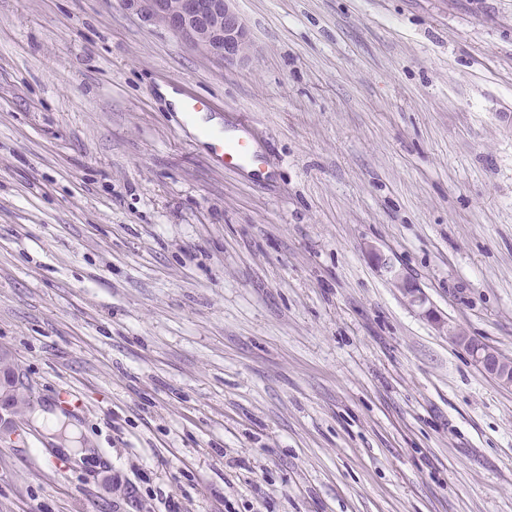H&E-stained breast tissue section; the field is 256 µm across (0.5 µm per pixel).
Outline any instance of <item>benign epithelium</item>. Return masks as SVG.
I'll use <instances>...</instances> for the list:
<instances>
[{"label": "benign epithelium", "instance_id": "benign-epithelium-1", "mask_svg": "<svg viewBox=\"0 0 512 512\" xmlns=\"http://www.w3.org/2000/svg\"><path fill=\"white\" fill-rule=\"evenodd\" d=\"M143 10L159 19L189 45L226 63H242L252 44L240 14L231 6L233 0H138ZM377 262L392 274L400 288L415 305L424 303L419 288L407 281L389 261ZM452 337L462 345L473 362L502 383L512 385V359L502 356L494 347L456 333Z\"/></svg>", "mask_w": 512, "mask_h": 512}]
</instances>
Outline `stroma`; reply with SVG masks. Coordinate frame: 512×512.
<instances>
[{"label":"stroma","instance_id":"stroma-1","mask_svg":"<svg viewBox=\"0 0 512 512\" xmlns=\"http://www.w3.org/2000/svg\"><path fill=\"white\" fill-rule=\"evenodd\" d=\"M234 7L241 64L0 0V512H512V388L452 338L512 359V0ZM210 148L225 165L233 167L251 163L255 159L247 141L243 140V137L225 139L224 135L212 134ZM377 262L381 267L385 268L387 272L392 274L393 281L397 288H400L403 294L408 297L409 301L415 305H423L424 299L421 296L419 288L407 281L387 259L381 256L377 258ZM33 418L37 425L47 426L55 431L60 428H66L70 435L78 434L81 430L79 423L75 419L68 418L62 412L50 410L48 407L39 405L34 413Z\"/></svg>","mask_w":512,"mask_h":512}]
</instances>
